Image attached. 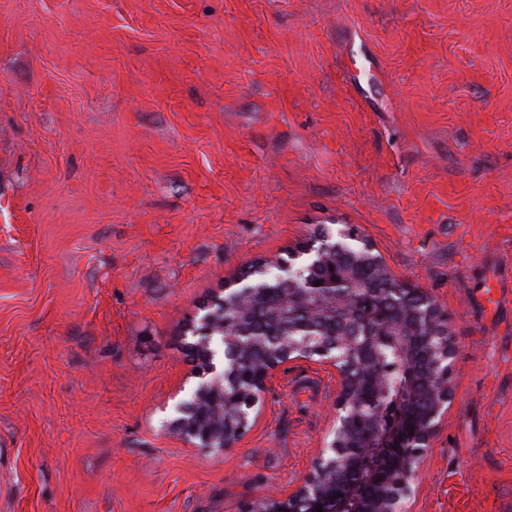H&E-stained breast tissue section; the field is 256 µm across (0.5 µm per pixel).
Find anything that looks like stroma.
<instances>
[{
	"label": "stroma",
	"instance_id": "obj_1",
	"mask_svg": "<svg viewBox=\"0 0 512 512\" xmlns=\"http://www.w3.org/2000/svg\"><path fill=\"white\" fill-rule=\"evenodd\" d=\"M344 226L456 346L405 512H512V0H0V512L296 489L334 371L283 365L207 452L167 425L197 383L181 332Z\"/></svg>",
	"mask_w": 512,
	"mask_h": 512
}]
</instances>
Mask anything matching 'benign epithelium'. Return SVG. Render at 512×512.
Returning <instances> with one entry per match:
<instances>
[{"label":"benign epithelium","mask_w":512,"mask_h":512,"mask_svg":"<svg viewBox=\"0 0 512 512\" xmlns=\"http://www.w3.org/2000/svg\"><path fill=\"white\" fill-rule=\"evenodd\" d=\"M372 244L351 228L324 230L279 265V279L290 286L283 306L292 307L313 298L302 328L312 330L322 316L331 315L349 326V333L316 337L315 349L295 343L287 336L269 337L285 344L280 360L258 369H240L235 358L264 343L249 335L245 325L224 320V335L207 349L205 364L196 370L199 379L190 398L208 393L218 381L224 386V440L221 448L232 449L245 433L242 407L254 409L275 372L285 363L319 357L336 371V401L327 442L302 484L284 498H267L256 512H402L403 503L414 495L424 449L448 416L452 404L449 376L455 345L448 334V315L431 294L399 282L401 289L420 295L413 308L401 305L383 319L368 320L353 304L343 276L331 272L321 278L316 290L294 288V261L323 265L324 253L351 251ZM258 280L237 275L224 284V307L245 306L256 297ZM396 348V365L374 367L377 345Z\"/></svg>","instance_id":"1"}]
</instances>
